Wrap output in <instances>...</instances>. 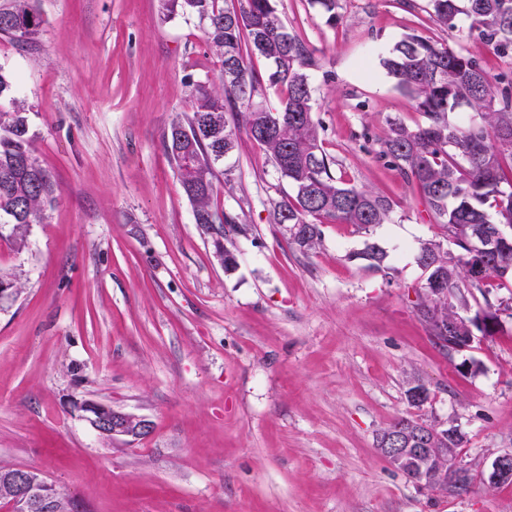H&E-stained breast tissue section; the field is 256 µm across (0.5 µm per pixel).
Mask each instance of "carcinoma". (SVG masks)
<instances>
[{"label":"carcinoma","instance_id":"cac0c4a2","mask_svg":"<svg viewBox=\"0 0 512 512\" xmlns=\"http://www.w3.org/2000/svg\"><path fill=\"white\" fill-rule=\"evenodd\" d=\"M163 17L191 14L204 23V40L220 63L222 83L188 80L192 112L164 134L167 155L193 206L195 224L217 244L245 232L237 215L218 206L216 165L246 134L265 150L294 194L276 204L274 223L288 225V242L302 252L322 239V220L360 230L391 222L390 199L336 179L322 147L323 128L315 118L308 71L316 65L309 45L288 31L275 0H159ZM437 22L460 34H475L500 58H512V0H428ZM44 20L35 0L0 5V35L30 41ZM257 53L268 63L265 78L252 67ZM382 66L425 117L414 128L388 121L379 156L419 189L429 212L442 225L454 249L435 241L420 243L417 262L428 273L425 301L418 313L431 336L448 353L470 347L474 330L494 331L499 317H512V298L469 316L470 297L484 292L492 277L512 276V81L489 72L490 61L430 43L416 33L398 40ZM281 96L272 108L254 102L261 85ZM53 191L49 175L33 157L27 120L21 109L0 110V224L21 247L30 225L41 217ZM498 237L496 252L481 256L477 276L471 253L477 236ZM402 427L429 437L431 448H459L463 436L401 417L381 430L382 446ZM411 481L432 491L459 493L469 474L445 488L411 467Z\"/></svg>","mask_w":512,"mask_h":512}]
</instances>
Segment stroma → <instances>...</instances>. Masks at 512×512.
<instances>
[{
  "label": "stroma",
  "mask_w": 512,
  "mask_h": 512,
  "mask_svg": "<svg viewBox=\"0 0 512 512\" xmlns=\"http://www.w3.org/2000/svg\"><path fill=\"white\" fill-rule=\"evenodd\" d=\"M315 51L323 146L341 180L383 193L392 221L325 222L305 254L273 208L290 186L240 136L221 206L237 213L225 270L193 220L164 150L192 106L188 80L220 64L197 17L158 0H38L36 40L0 36V69L25 106L53 201L18 248L0 236V465L35 468L88 512H512L493 485L512 449V318L450 354L417 313L420 242L443 241L418 189L380 159L388 120H424L380 64L414 32L488 58L427 0H276ZM387 253L383 269L361 254ZM418 380L421 406L406 392ZM148 419L142 439L102 438L79 406ZM399 417L459 429L469 489L411 482L375 446Z\"/></svg>",
  "instance_id": "1"
}]
</instances>
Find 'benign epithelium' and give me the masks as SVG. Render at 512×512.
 <instances>
[{
	"instance_id": "benign-epithelium-1",
	"label": "benign epithelium",
	"mask_w": 512,
	"mask_h": 512,
	"mask_svg": "<svg viewBox=\"0 0 512 512\" xmlns=\"http://www.w3.org/2000/svg\"><path fill=\"white\" fill-rule=\"evenodd\" d=\"M80 409L99 434L113 440L140 438L151 428L147 420L101 402L85 401ZM380 452L397 468L410 463L433 467L431 479L441 485L448 484L451 473L461 474L468 470V466L457 457L455 448H441L436 455L431 454L428 448H382ZM489 479L496 482L512 480V450L494 457ZM0 512H79V503L42 471L13 468L0 471Z\"/></svg>"
}]
</instances>
